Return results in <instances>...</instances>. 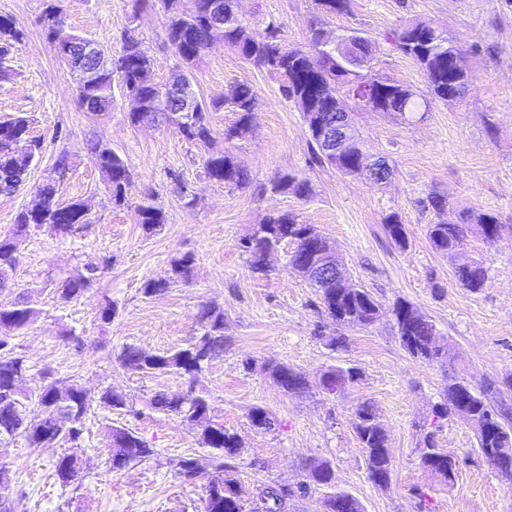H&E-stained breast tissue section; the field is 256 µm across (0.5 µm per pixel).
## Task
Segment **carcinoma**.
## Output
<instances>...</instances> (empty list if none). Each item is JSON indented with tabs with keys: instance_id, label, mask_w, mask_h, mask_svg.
<instances>
[{
	"instance_id": "1",
	"label": "carcinoma",
	"mask_w": 512,
	"mask_h": 512,
	"mask_svg": "<svg viewBox=\"0 0 512 512\" xmlns=\"http://www.w3.org/2000/svg\"><path fill=\"white\" fill-rule=\"evenodd\" d=\"M212 0H161L165 19L167 40L180 61L185 65L183 74L188 76L202 53L214 44L209 25V10ZM47 39H53L56 30L64 28L63 16L50 4L41 17ZM324 25L315 22L310 27L307 44L290 47L281 42L273 24H268L259 33L251 24L234 15L232 0H224V44L233 48L248 63L265 69L282 78V93L301 112L312 138L313 150L319 162H326L343 175L351 176L352 163L361 152H368L364 140L359 139L347 147L346 161L336 162L322 155L317 146L314 113L336 111V102L351 103L356 109L367 107L364 94L372 91L390 111L407 119L428 106V98L448 100V92L454 91L464 97L469 78L465 56L454 44L448 33L433 23L413 19L397 32L395 42L406 56L415 61L427 84V96L413 90L376 78L371 74L375 43L360 29H344L337 36L358 49V56L326 51L321 46ZM22 34L7 15L0 14V78L9 76L7 62L13 44ZM82 35L69 32L70 51H58L60 60L70 70H75L74 61L79 58ZM134 37L128 35L119 56L89 85H77L80 107L94 115L112 109V76L118 73L123 91L135 93L142 99L144 112H129L127 119L136 127L152 124L158 128L171 129L185 139L207 144L211 139L208 112L229 106L238 115L234 125L224 130V141L231 144L240 138L239 132L251 123L256 103L253 88L245 83L230 87L224 96L210 102L199 100L198 112L189 117L181 112L179 101L169 93L171 82L158 83L153 78L151 62L135 55ZM39 142L30 136L29 120L24 116L0 122V195L15 193L25 182L29 169L36 158ZM87 150L102 174L112 199L120 203L125 200L126 187L130 181L126 161L116 152L100 149L98 144L87 143ZM70 162L67 154L58 156L55 176L47 179L37 191L39 208H24L14 220L10 233L0 238V288L6 287L7 273L16 264L14 239L27 234L33 227H48L51 234L68 237L79 232L83 225L72 223L73 209L81 204L74 200L61 203L56 199V178L65 175ZM205 174L212 180L228 186L243 187L250 182V175L236 160L232 149L214 154L205 161ZM275 192L290 191L300 198L307 196L306 182L291 176L283 177L271 184ZM137 221L145 230L155 229L164 223L161 209L143 204L137 210ZM386 231L399 247L407 245L405 230L394 216L386 220ZM501 226L495 216L487 213L468 215L459 224H429L427 236L433 249L448 255L470 237H478L486 244L494 243L500 235ZM312 237L320 248L325 249L331 241L313 225L303 224L292 213H282L267 218L254 226L252 233L241 243L247 255L248 268L255 274H267L262 265V255L270 248L283 244L292 246L288 254V265L305 281H310L304 265L299 259L300 243ZM194 259L182 257L172 264L171 279H149L144 293L152 295L169 287L170 280H187L191 275ZM94 269L76 272L61 281L60 298L64 301L76 299L91 286ZM460 283L472 291L483 287L487 269L474 261L468 269L457 271ZM324 312L340 327H366L378 315L377 301L364 289L352 284L336 286L319 293ZM411 306L399 301L393 306L394 321L401 346L415 359L422 362L451 361L454 358L448 342L434 340L439 335L436 325L422 313L414 321L400 318L401 309ZM39 312L27 302L19 300L9 307L0 306V444L21 435L31 448H54L62 442H77L85 431V420L92 400L76 379L47 383L35 407L29 406V396L20 385L28 371L27 361L12 345L13 338L29 330ZM200 334L187 346L162 354L148 353L140 348L124 347L116 360L125 369L143 374H179L195 380L209 360L224 351V310L211 305L200 306L196 313ZM264 369L277 380L285 379L286 392L301 393L308 390V382L291 367L281 363H267ZM358 372L352 368L333 367L327 369L319 379L322 392L334 394L353 384ZM99 404L112 410L127 408L126 396L112 390L103 391ZM150 404L157 409L173 413L195 432L199 444L216 451V476L211 480L203 502V512H285L292 491L282 486L261 488L245 502L241 487L232 478L224 476L226 455L237 453V434L215 420L210 413L209 399L202 388L190 387L185 393L160 391ZM433 420L450 416L467 424L476 434L479 449L486 461L497 455L512 457V418L503 410L496 409L485 391L473 388L466 380L454 373L448 376L442 401L432 407ZM252 427L261 432L275 429L278 420L266 408L256 406L249 413ZM353 428L364 454L368 473L392 472V459L388 457L385 435L374 407L366 402L354 411ZM107 438L111 451L112 467L121 468L140 462L155 454V449L136 431L125 427L108 428ZM423 467L439 484H453L457 470L456 459L444 449L436 446L433 434L425 436L419 448ZM198 463L193 458H183L175 468L184 481L195 478ZM83 465L74 455H63L55 464V476L60 485L68 486L82 478ZM310 473L317 483L333 485L334 476L330 465L324 461L314 463ZM12 479L9 471L0 466V512H11L10 492ZM363 512L362 504L351 494L342 490L328 493L322 500V512Z\"/></svg>"
}]
</instances>
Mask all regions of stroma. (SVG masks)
<instances>
[{"label":"stroma","instance_id":"obj_1","mask_svg":"<svg viewBox=\"0 0 512 512\" xmlns=\"http://www.w3.org/2000/svg\"><path fill=\"white\" fill-rule=\"evenodd\" d=\"M47 0H0L23 37L11 53V74L0 79V120L24 116L42 149L25 185L0 196V234H8L18 211L31 205L36 189L51 175L59 154L70 169L58 184L61 201L81 200L89 226L69 237L34 229L17 238V263L0 305L28 301L39 317L14 340L25 355L23 386L37 399L48 378L76 379L91 398L106 388L126 395L132 411L94 406L82 438L50 450L28 447L14 437L0 447V464L13 477V512H200L215 475L211 449L173 414L152 409L160 391L186 390L185 378L147 376L122 368L116 355L134 346L163 353L198 334L200 304L224 311V350L198 377L212 415L234 430L241 445L224 469L240 482L245 497L265 485L293 488L288 512H320L324 486L308 482L309 466L328 462L335 486L354 495L364 512H512V481L501 478L477 451L474 432L456 419L430 425L431 408L448 382L447 367L413 359L401 346L392 307L413 304L436 325L456 356L455 367L473 387L500 384L492 404L512 410V0H350L346 13L326 20L328 28H357L376 44L373 75L425 93L424 76L393 41L411 19L445 29L465 54L470 72L466 98L434 101L420 119L405 122L387 112L359 109L354 124L370 153L386 158L391 179L374 184L366 174L345 176L316 162L308 127L281 93L279 77L215 43L192 69L199 97L217 98L231 85L249 83L257 96L251 130L232 147L251 181L245 188L208 180L205 158L223 152L224 130L236 119L224 108L210 113L211 141L198 145L172 130L127 121L130 104L115 91L110 112L80 109L76 78L59 60L40 23ZM68 29L100 42L117 57L124 34L134 35L149 56L156 81H167L179 61L165 40L157 0H62ZM239 13L256 31L274 24L280 40L302 45L317 16L314 0H240ZM121 155L131 171L124 203H115L86 150L88 140ZM307 181L309 195L272 192L273 180ZM447 199L433 210L432 195ZM159 207L166 221L154 232L135 221L140 204ZM292 212L334 242L352 278L380 306L365 328H348L345 346H329L336 328L320 313L313 288L287 265L285 253L271 260L269 274L251 273L240 247L254 225ZM472 212L497 217L494 245L469 238L456 255L443 257L426 235L430 224H455ZM396 215L408 245L399 248L385 231ZM195 258L193 280L146 295L147 280L168 278L172 259ZM479 261L488 269L480 291L456 280L459 265ZM97 265L90 289L61 301L60 281L84 264ZM117 307L112 322L98 318L104 298ZM71 329L85 341L82 351L61 340ZM288 365L308 380L305 393L285 392L262 371L266 361ZM357 368L360 378L346 391L327 395L317 388L328 366ZM370 403L389 439L391 483L380 488L368 475L352 426L357 405ZM275 414V431H255L253 407ZM130 427L154 448L153 456L123 469L112 468L105 445L108 427ZM458 461L452 487L435 484L418 450L426 434ZM83 462L81 486L62 487L54 475L59 456ZM195 458L198 476L183 481L174 464Z\"/></svg>","mask_w":512,"mask_h":512}]
</instances>
